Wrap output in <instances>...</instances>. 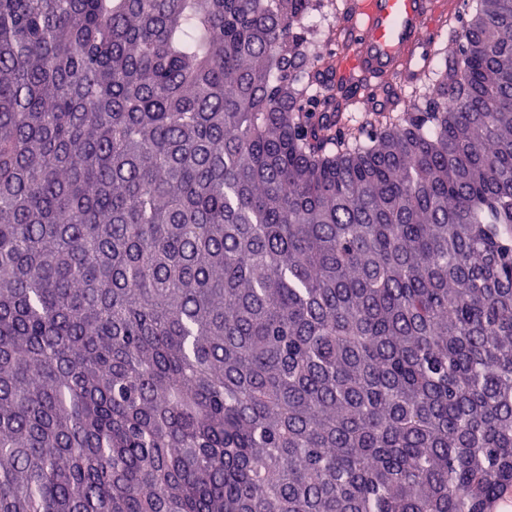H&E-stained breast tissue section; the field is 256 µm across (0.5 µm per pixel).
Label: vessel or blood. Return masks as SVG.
<instances>
[{
	"instance_id": "b4317fda",
	"label": "vessel or blood",
	"mask_w": 512,
	"mask_h": 512,
	"mask_svg": "<svg viewBox=\"0 0 512 512\" xmlns=\"http://www.w3.org/2000/svg\"><path fill=\"white\" fill-rule=\"evenodd\" d=\"M457 9L456 0H359L360 23L338 32L337 78L365 89L385 87L388 105H397L447 12Z\"/></svg>"
}]
</instances>
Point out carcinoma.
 Listing matches in <instances>:
<instances>
[{"mask_svg":"<svg viewBox=\"0 0 512 512\" xmlns=\"http://www.w3.org/2000/svg\"><path fill=\"white\" fill-rule=\"evenodd\" d=\"M350 124L333 0H0V512H512V0Z\"/></svg>","mask_w":512,"mask_h":512,"instance_id":"obj_1","label":"carcinoma"}]
</instances>
